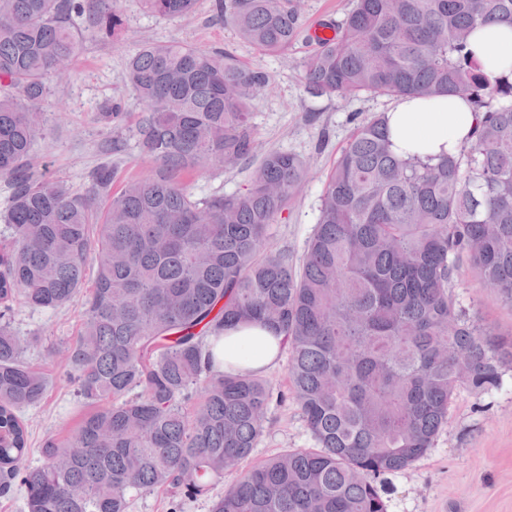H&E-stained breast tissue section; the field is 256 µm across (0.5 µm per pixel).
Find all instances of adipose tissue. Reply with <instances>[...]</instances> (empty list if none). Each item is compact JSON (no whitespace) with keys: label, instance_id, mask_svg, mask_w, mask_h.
<instances>
[{"label":"adipose tissue","instance_id":"adipose-tissue-1","mask_svg":"<svg viewBox=\"0 0 512 512\" xmlns=\"http://www.w3.org/2000/svg\"><path fill=\"white\" fill-rule=\"evenodd\" d=\"M472 50L490 78L512 74V28L496 26L478 31ZM385 118L393 148L404 157L457 154L476 124L473 106L454 96L401 98ZM280 357V337L262 323H241L224 332L220 360L225 373L260 374L276 366Z\"/></svg>","mask_w":512,"mask_h":512}]
</instances>
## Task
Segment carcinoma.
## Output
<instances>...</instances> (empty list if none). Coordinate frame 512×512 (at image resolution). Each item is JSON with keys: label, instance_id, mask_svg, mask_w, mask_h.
<instances>
[{"label": "carcinoma", "instance_id": "cac0c4a2", "mask_svg": "<svg viewBox=\"0 0 512 512\" xmlns=\"http://www.w3.org/2000/svg\"><path fill=\"white\" fill-rule=\"evenodd\" d=\"M196 3L143 0L164 18ZM84 12L97 33L123 25L114 0H0V178L12 187L0 214V494L23 487L27 512H128L131 497L156 492L180 512L222 484L210 512H388L377 479L432 448L459 387L493 389L512 363V331L479 323L452 294L466 262L512 305V81L490 79L469 49L476 29L512 27V0H354L335 37L316 38L302 65L311 95L458 96L476 126L435 160L397 155L385 113L361 122L298 269L266 236L305 178L303 158L267 153L243 193L197 199L184 183L257 148L253 109L271 77L225 51L171 40L129 58L130 132L155 176L113 195L116 172L101 164L75 194L32 168L49 83L71 73ZM213 12L261 54L305 33L300 0H213ZM125 118L119 106L98 114L107 127ZM81 292L83 329L57 351L72 434L46 435L28 465L24 412L48 381L24 357L37 337L11 328L15 305L57 310ZM253 321L284 336L317 447L243 470L273 390L224 373L213 347Z\"/></svg>", "mask_w": 512, "mask_h": 512}]
</instances>
